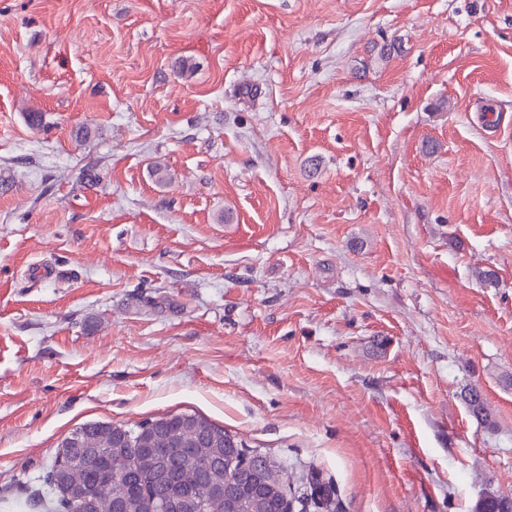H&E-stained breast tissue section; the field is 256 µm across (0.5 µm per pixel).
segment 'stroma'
<instances>
[{
	"label": "stroma",
	"mask_w": 512,
	"mask_h": 512,
	"mask_svg": "<svg viewBox=\"0 0 512 512\" xmlns=\"http://www.w3.org/2000/svg\"><path fill=\"white\" fill-rule=\"evenodd\" d=\"M180 413L335 512L512 498V0H0V506Z\"/></svg>",
	"instance_id": "35a3bbf8"
}]
</instances>
